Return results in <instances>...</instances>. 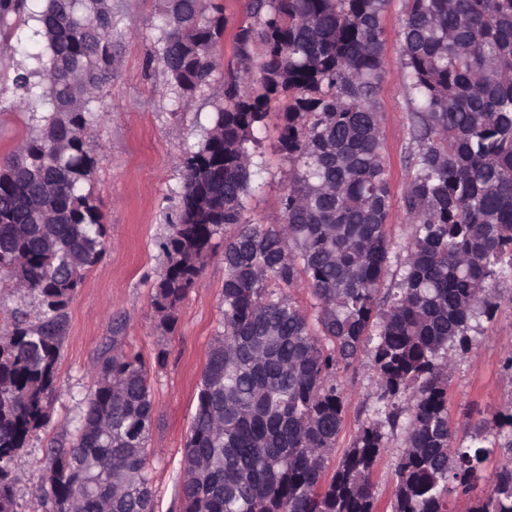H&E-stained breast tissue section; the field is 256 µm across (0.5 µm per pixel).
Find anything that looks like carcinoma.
I'll return each instance as SVG.
<instances>
[{
  "label": "carcinoma",
  "instance_id": "obj_1",
  "mask_svg": "<svg viewBox=\"0 0 512 512\" xmlns=\"http://www.w3.org/2000/svg\"><path fill=\"white\" fill-rule=\"evenodd\" d=\"M388 3L250 0L213 115L224 140L181 158V213L154 299L165 323L212 240L238 227L224 237V330L185 445L186 465L210 468L183 483L181 512H376L372 475L400 426L391 512H455L449 496L473 491L495 449L512 455V433L488 441L484 418L460 433L448 412V371L471 345L472 321L496 316L490 285L512 278V0H405L400 68L419 150L402 197L405 274L385 292L392 194L375 96ZM34 21L40 66L15 68L12 83L49 109L0 166V278L41 297L43 310L34 325L11 313L13 330L0 336V512H15L11 465L46 420L67 305L105 250L84 132L112 70V5L45 0ZM166 24L160 59L191 94L215 69L224 11L168 0ZM273 107L289 166L285 223L247 224L250 168L262 166L254 128ZM300 282L312 316L290 294ZM372 341L384 419L362 425L332 469L345 408L336 372ZM152 408L139 356L102 358L70 448L50 449L37 508L103 512L110 498L112 512H151ZM466 512H512V466Z\"/></svg>",
  "mask_w": 512,
  "mask_h": 512
}]
</instances>
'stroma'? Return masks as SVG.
<instances>
[{
    "instance_id": "1",
    "label": "stroma",
    "mask_w": 512,
    "mask_h": 512,
    "mask_svg": "<svg viewBox=\"0 0 512 512\" xmlns=\"http://www.w3.org/2000/svg\"><path fill=\"white\" fill-rule=\"evenodd\" d=\"M220 2L227 24L214 49L215 70L208 85L186 97L172 85L159 58L166 0H112V75L99 94L98 117L85 132L97 159L91 188L103 214L106 248L68 305L66 339L46 422L14 460L17 512H33L47 451L69 446L93 385L91 370L116 344L139 353L148 368L153 414L147 448L154 512H179L196 393L210 346L223 330L222 248L205 258L177 308L174 325L163 324L153 298L166 266L162 244L180 212V158L198 150L208 136L215 107L224 98L232 37L247 16L249 0ZM40 8L41 0H26L23 12L9 15L0 27V161L39 131L8 75L13 65L30 63L42 50L33 21ZM402 19L403 0H391L383 22L384 76L376 96L396 199L413 174L408 160L417 150L400 78ZM255 136L266 164L252 177L246 216L254 223L279 225L284 221L280 198L288 186V162L275 123L258 128ZM496 292L495 318L480 320L471 349L456 359L450 373L449 410L459 425L470 413L488 419L512 414V282L500 281ZM336 382L346 398L336 442L341 455L358 429L375 417L378 375L370 349L360 351L355 368L338 370ZM404 439L401 432L390 436L389 451L374 473L377 512H390Z\"/></svg>"
}]
</instances>
